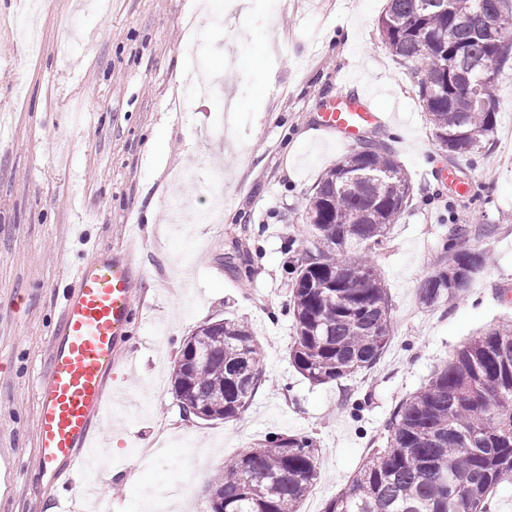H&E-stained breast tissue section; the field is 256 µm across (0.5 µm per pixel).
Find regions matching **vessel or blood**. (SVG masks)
Segmentation results:
<instances>
[{"label":"vessel or blood","instance_id":"1","mask_svg":"<svg viewBox=\"0 0 512 512\" xmlns=\"http://www.w3.org/2000/svg\"><path fill=\"white\" fill-rule=\"evenodd\" d=\"M370 96L351 94L321 115L319 126L343 143L368 127L385 123ZM132 253L73 267L71 288L60 303V320L50 342L47 370L36 383L38 468L48 481L63 467L86 465L96 421L112 407L109 379L133 314Z\"/></svg>","mask_w":512,"mask_h":512}]
</instances>
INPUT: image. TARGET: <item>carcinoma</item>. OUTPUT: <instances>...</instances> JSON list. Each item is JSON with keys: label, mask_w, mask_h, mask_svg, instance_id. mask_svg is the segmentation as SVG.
I'll list each match as a JSON object with an SVG mask.
<instances>
[{"label": "carcinoma", "mask_w": 512, "mask_h": 512, "mask_svg": "<svg viewBox=\"0 0 512 512\" xmlns=\"http://www.w3.org/2000/svg\"><path fill=\"white\" fill-rule=\"evenodd\" d=\"M388 0L384 43L416 78L419 103L448 156L470 155L497 125L495 104L467 97L483 68L498 75L512 60L491 25L512 19V0ZM411 181L392 149L361 139L329 168L307 198L314 242L303 249L289 289L294 336L288 358L314 385L373 368L392 332V303L368 251L383 244L405 212ZM485 257L451 245L418 288L426 307L453 305L474 287ZM187 415L208 421L247 410L262 385L251 327L224 318L187 337L171 374ZM316 441L273 433L224 463L208 489L211 512H299L317 479ZM512 483V324L462 345L428 381L395 406L377 448L323 512H488L491 495Z\"/></svg>", "instance_id": "carcinoma-1"}]
</instances>
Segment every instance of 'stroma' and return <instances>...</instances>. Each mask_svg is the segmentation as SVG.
Returning a JSON list of instances; mask_svg holds the SVG:
<instances>
[{
  "label": "stroma",
  "instance_id": "stroma-1",
  "mask_svg": "<svg viewBox=\"0 0 512 512\" xmlns=\"http://www.w3.org/2000/svg\"><path fill=\"white\" fill-rule=\"evenodd\" d=\"M0 0V512H68L74 485L96 480L111 512H209L206 489L225 460L271 433L316 441L323 512L370 454L395 405L462 342L504 321L512 300V63L493 95L498 130L485 148L449 159L434 140L409 69L378 28L386 0H245L244 14L215 0ZM36 48L18 53L20 34ZM369 91L388 143L413 187L387 242L370 257L392 302L395 334L371 371L314 385L288 359L292 319L286 268L308 238L306 199L350 151L319 129L341 94ZM155 149H148V142ZM468 183L448 184L447 171ZM189 216L173 226L172 208ZM117 253L138 227L134 318L112 375L125 395L98 435L112 467L73 484L41 482L35 461V386L71 266L93 261L74 236ZM487 261L450 309L418 300L455 225ZM248 321L264 383L235 418L185 417L171 367L201 324ZM159 457L141 461L159 436ZM200 460L189 497L174 496L184 461Z\"/></svg>",
  "mask_w": 512,
  "mask_h": 512
}]
</instances>
